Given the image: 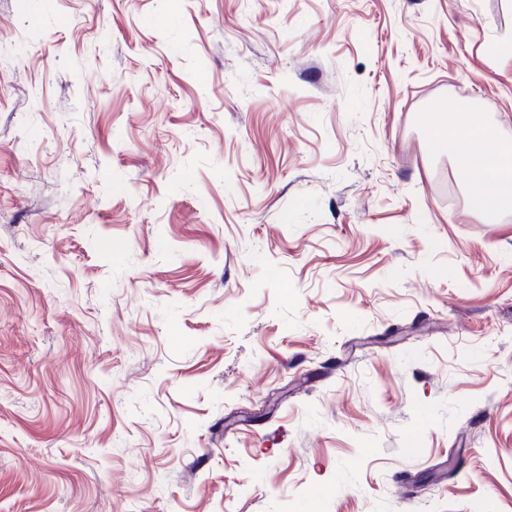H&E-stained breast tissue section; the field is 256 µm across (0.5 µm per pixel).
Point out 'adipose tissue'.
Wrapping results in <instances>:
<instances>
[{
    "label": "adipose tissue",
    "mask_w": 512,
    "mask_h": 512,
    "mask_svg": "<svg viewBox=\"0 0 512 512\" xmlns=\"http://www.w3.org/2000/svg\"><path fill=\"white\" fill-rule=\"evenodd\" d=\"M436 151L454 159L468 172L467 204L488 217L512 207V151L500 148L494 130L459 112L453 122L436 121L432 127Z\"/></svg>",
    "instance_id": "adipose-tissue-1"
}]
</instances>
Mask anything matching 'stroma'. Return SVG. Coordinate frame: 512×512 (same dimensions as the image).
Here are the masks:
<instances>
[{"mask_svg":"<svg viewBox=\"0 0 512 512\" xmlns=\"http://www.w3.org/2000/svg\"><path fill=\"white\" fill-rule=\"evenodd\" d=\"M512 0H0V512H512ZM432 130L435 150L469 173L466 194L471 211L489 217L512 207V153L498 146L494 130L468 112H456L449 124L438 119Z\"/></svg>","mask_w":512,"mask_h":512,"instance_id":"stroma-1","label":"stroma"}]
</instances>
